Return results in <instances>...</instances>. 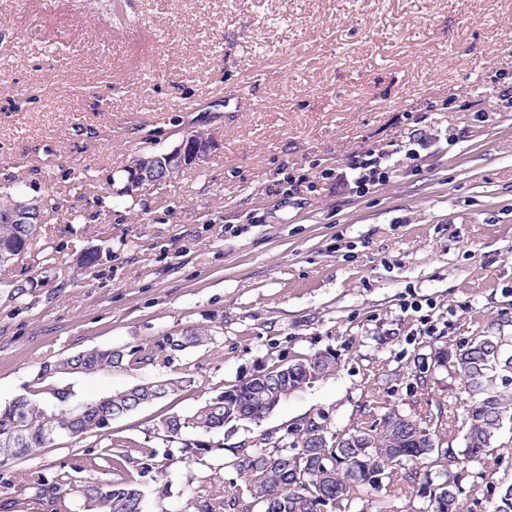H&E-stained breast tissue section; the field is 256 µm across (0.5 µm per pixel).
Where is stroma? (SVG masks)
Segmentation results:
<instances>
[{"mask_svg": "<svg viewBox=\"0 0 512 512\" xmlns=\"http://www.w3.org/2000/svg\"><path fill=\"white\" fill-rule=\"evenodd\" d=\"M191 131L215 141L203 165L122 195L134 154ZM368 152L386 153L389 180L337 187ZM11 176L58 208L0 266L1 405L43 363L205 325L212 340L173 364L73 378L96 399L185 377L176 397L114 419V440L160 446L159 416L323 352L336 375L208 443L280 440L311 419L340 433L388 403L442 421L462 448L470 398L434 355L512 334V0H0V186ZM90 250L101 262L78 266ZM31 277L42 287L9 299ZM497 442L503 461L460 495L464 512H494L512 484V429ZM98 451L57 436L0 466V512H22L25 472ZM222 460L142 479L144 512H198L189 488L208 475L231 494ZM358 497L364 512H412L395 484Z\"/></svg>", "mask_w": 512, "mask_h": 512, "instance_id": "stroma-1", "label": "stroma"}]
</instances>
